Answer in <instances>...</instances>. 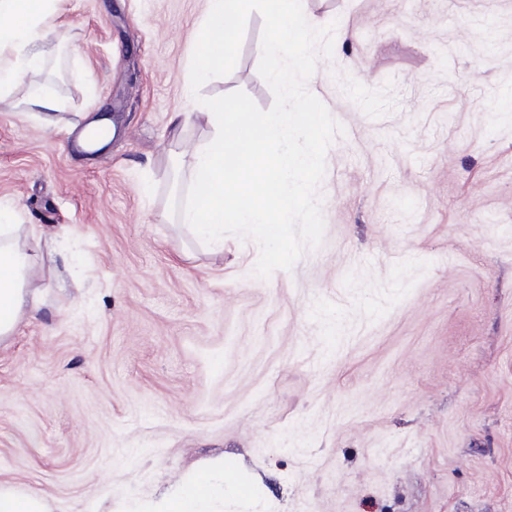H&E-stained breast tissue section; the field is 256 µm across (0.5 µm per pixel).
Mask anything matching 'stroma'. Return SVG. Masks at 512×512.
<instances>
[{
    "mask_svg": "<svg viewBox=\"0 0 512 512\" xmlns=\"http://www.w3.org/2000/svg\"><path fill=\"white\" fill-rule=\"evenodd\" d=\"M206 2L58 0L11 99L62 111L0 105V203L46 272L0 340V483L150 512L222 463L254 495L215 512H512V0H305L336 26L307 87L345 133L322 245L265 280L254 242L180 222ZM262 30L202 96L271 108ZM108 110L122 134L78 154Z\"/></svg>",
    "mask_w": 512,
    "mask_h": 512,
    "instance_id": "1",
    "label": "stroma"
}]
</instances>
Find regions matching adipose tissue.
<instances>
[{
  "label": "adipose tissue",
  "mask_w": 512,
  "mask_h": 512,
  "mask_svg": "<svg viewBox=\"0 0 512 512\" xmlns=\"http://www.w3.org/2000/svg\"><path fill=\"white\" fill-rule=\"evenodd\" d=\"M52 0H0V44L16 45L29 66L40 64L44 41L51 26ZM13 210L0 206V339L14 333L25 307L37 303L44 270L37 255L11 241L15 225L9 219ZM244 485L218 481L212 471L191 475L171 495L163 499L158 512H209L212 502L225 493H246Z\"/></svg>",
  "instance_id": "ef3b65f1"
}]
</instances>
